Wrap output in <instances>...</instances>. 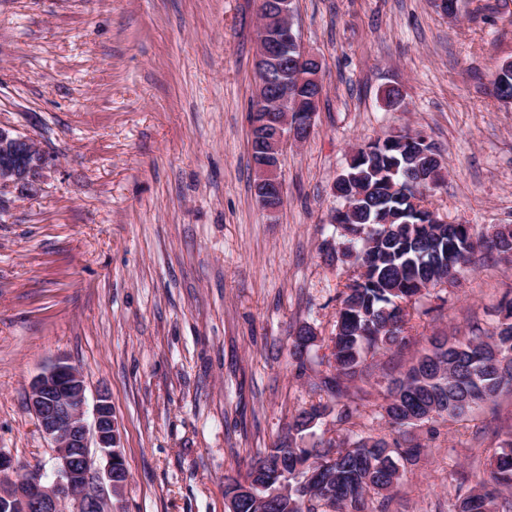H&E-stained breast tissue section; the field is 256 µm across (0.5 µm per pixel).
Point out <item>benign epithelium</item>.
Segmentation results:
<instances>
[{"instance_id": "1", "label": "benign epithelium", "mask_w": 512, "mask_h": 512, "mask_svg": "<svg viewBox=\"0 0 512 512\" xmlns=\"http://www.w3.org/2000/svg\"><path fill=\"white\" fill-rule=\"evenodd\" d=\"M258 10L264 16V26L258 31L257 84L273 92L279 108L253 113L250 128L272 134L271 149L258 165L257 202L274 215L284 204L278 157L288 142H301L311 135L318 100L295 95L291 85L265 64L279 58L284 44L296 41L287 3L275 10L266 0H258ZM301 60L306 66L298 76V84L323 91L319 57L303 51ZM51 162L52 158L38 148L33 138L0 126V195L13 190L19 194L37 190ZM28 406L38 431L53 445L55 478L46 484L39 469L22 470L0 450V512H61L67 500L74 501L80 512L112 509L110 496L121 494L128 473L122 463L118 422L106 393H99L93 420L87 421L84 376L69 362L58 360L32 380ZM92 438L105 459L102 467L96 466L91 455ZM95 477L105 482L108 493L96 496L89 492ZM256 488L258 485L250 480L237 485L227 498L228 512H236L239 503L256 498Z\"/></svg>"}]
</instances>
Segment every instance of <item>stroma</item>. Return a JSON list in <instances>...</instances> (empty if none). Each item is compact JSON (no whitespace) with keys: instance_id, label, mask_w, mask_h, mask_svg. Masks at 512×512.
Returning a JSON list of instances; mask_svg holds the SVG:
<instances>
[{"instance_id":"obj_1","label":"stroma","mask_w":512,"mask_h":512,"mask_svg":"<svg viewBox=\"0 0 512 512\" xmlns=\"http://www.w3.org/2000/svg\"><path fill=\"white\" fill-rule=\"evenodd\" d=\"M294 30L323 59L307 141L281 155L285 202L257 203L248 111L257 0H0V125L54 163L0 217V450L54 478L27 398L58 359L106 391L129 473L117 512H225L328 371L303 360V324L331 336L349 265L333 180L355 147L419 132L443 161L424 204L490 234L512 224V105L489 90L512 60V0H293ZM399 86L402 108L383 90ZM512 266L485 250L455 286L412 310L413 343L375 356L356 434L396 439L388 378L428 348L495 324ZM512 398L470 420L416 427L424 455L373 512H449L464 477L490 468ZM311 329L313 328L310 324H303L299 327V331L295 338H292V353L298 360H301L304 355H308L311 348L316 345L315 341L318 336L316 331H314L315 336H312Z\"/></svg>"}]
</instances>
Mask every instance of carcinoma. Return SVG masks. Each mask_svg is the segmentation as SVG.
Instances as JSON below:
<instances>
[{
  "mask_svg": "<svg viewBox=\"0 0 512 512\" xmlns=\"http://www.w3.org/2000/svg\"><path fill=\"white\" fill-rule=\"evenodd\" d=\"M491 85L501 102L512 99V65L501 66ZM436 154L421 141L395 136L377 139L352 156L336 175L333 192L347 209L338 231L343 238L336 259L366 267L360 283L349 284L339 296L340 308L328 338L330 373L313 385L331 401L301 408L280 441L254 465L258 480L288 493L274 505L249 500L240 512H368L369 493L387 496L407 469L419 463L423 449L390 445L383 437L351 435L328 439L320 448H301L296 437L315 428L329 415L336 424L353 423L359 412L352 392L368 369V357L402 348L411 342L407 324L418 293L435 286L442 273L448 285L470 268L479 246L494 250L512 263V225L483 237L468 224H424L423 198L413 203L411 184L419 178L420 149ZM490 330L469 336L431 338V348L411 358L405 370L389 381L384 418L397 431L462 422L474 408L512 391V301ZM400 311L401 324L392 322ZM311 325L303 324L291 342L302 359L315 346ZM512 488V430L500 442L491 470L476 476V485L457 496L450 512H494L502 489Z\"/></svg>",
  "mask_w": 512,
  "mask_h": 512,
  "instance_id": "obj_1",
  "label": "carcinoma"
}]
</instances>
